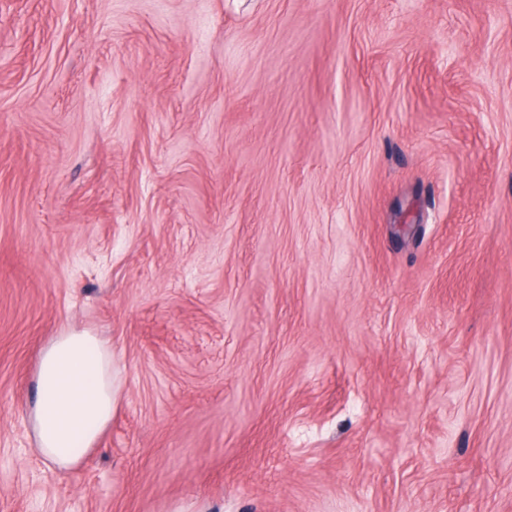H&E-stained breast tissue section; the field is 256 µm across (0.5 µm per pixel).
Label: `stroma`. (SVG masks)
Listing matches in <instances>:
<instances>
[{"label":"stroma","mask_w":512,"mask_h":512,"mask_svg":"<svg viewBox=\"0 0 512 512\" xmlns=\"http://www.w3.org/2000/svg\"><path fill=\"white\" fill-rule=\"evenodd\" d=\"M0 512H512V0H0ZM112 344L90 330L67 328L42 352L37 398L30 409L37 453L58 469H71L93 448L112 420L120 387Z\"/></svg>","instance_id":"obj_1"}]
</instances>
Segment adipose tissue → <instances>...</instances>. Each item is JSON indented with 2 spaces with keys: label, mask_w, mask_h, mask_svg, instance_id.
Listing matches in <instances>:
<instances>
[{
  "label": "adipose tissue",
  "mask_w": 512,
  "mask_h": 512,
  "mask_svg": "<svg viewBox=\"0 0 512 512\" xmlns=\"http://www.w3.org/2000/svg\"><path fill=\"white\" fill-rule=\"evenodd\" d=\"M113 365L110 340L86 329H64L43 350L30 414L36 451L54 467L76 466L75 445L93 448L111 422L120 391Z\"/></svg>",
  "instance_id": "obj_1"
}]
</instances>
